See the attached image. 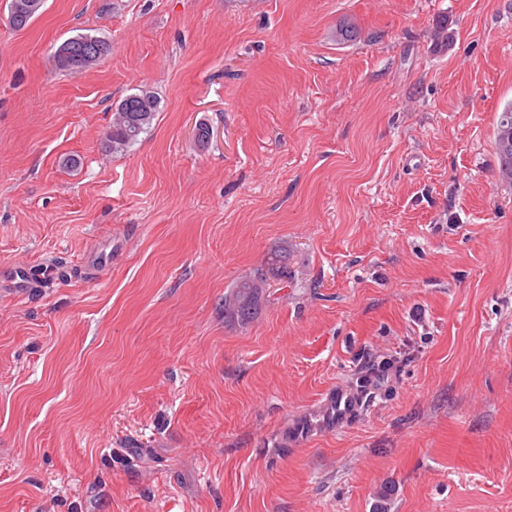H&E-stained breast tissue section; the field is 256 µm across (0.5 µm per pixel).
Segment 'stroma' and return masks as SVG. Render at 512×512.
<instances>
[{"label": "stroma", "mask_w": 512, "mask_h": 512, "mask_svg": "<svg viewBox=\"0 0 512 512\" xmlns=\"http://www.w3.org/2000/svg\"><path fill=\"white\" fill-rule=\"evenodd\" d=\"M510 102L512 0H0V512H512ZM44 0H9L8 14L10 25L17 31L26 29L36 18ZM112 50L110 42L90 33H79L61 42L52 54L56 70L76 74L96 67ZM138 91L127 95L117 106L105 136V151H124L151 127L159 111L158 97L148 89ZM508 139L511 150L505 152L502 142ZM495 148L498 158V177L501 183L512 185V103L505 105L500 113L495 129ZM266 274L267 271H264V269L257 270L254 275L235 283L230 292L224 296L225 320L246 324L253 318L263 301L264 288H258L256 285L253 288L244 287ZM242 291L250 292V300L245 305L240 304ZM359 408V394L343 386L336 388V392L314 414L291 427L288 444L299 443L317 431L338 429L350 421Z\"/></svg>", "instance_id": "stroma-1"}]
</instances>
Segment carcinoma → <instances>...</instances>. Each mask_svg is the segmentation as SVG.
I'll return each mask as SVG.
<instances>
[{
    "instance_id": "cac0c4a2",
    "label": "carcinoma",
    "mask_w": 512,
    "mask_h": 512,
    "mask_svg": "<svg viewBox=\"0 0 512 512\" xmlns=\"http://www.w3.org/2000/svg\"><path fill=\"white\" fill-rule=\"evenodd\" d=\"M44 0H9L8 14L11 26L22 31L36 18ZM112 50L110 42L90 33H79L61 42L52 54V62L56 70L67 74H76L96 67ZM159 112V100L154 92L141 89L127 95L117 106L113 114L112 125L105 136L103 148L112 153L121 152L138 140L152 125ZM512 143V103L505 105L500 113L495 129V148L498 158L499 180L512 185V150L502 149V142ZM266 275L259 270L246 277L231 288L224 296V319L242 324L248 323L260 307L264 298V289H249L250 300L241 304V293L249 283Z\"/></svg>"
}]
</instances>
